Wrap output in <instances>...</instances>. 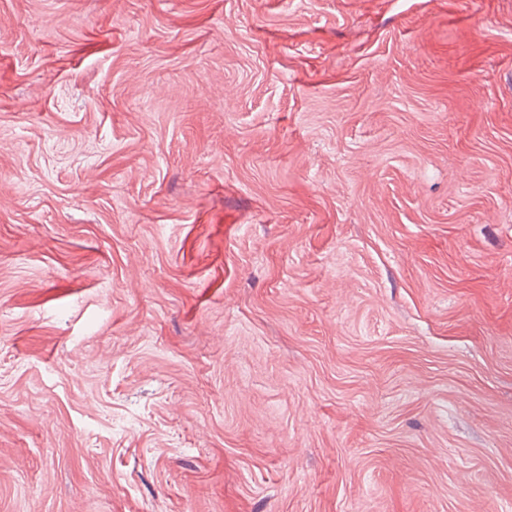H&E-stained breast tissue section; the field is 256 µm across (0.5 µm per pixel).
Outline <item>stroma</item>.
I'll return each instance as SVG.
<instances>
[{"label": "stroma", "mask_w": 512, "mask_h": 512, "mask_svg": "<svg viewBox=\"0 0 512 512\" xmlns=\"http://www.w3.org/2000/svg\"><path fill=\"white\" fill-rule=\"evenodd\" d=\"M0 512H512V0H0Z\"/></svg>", "instance_id": "35a3bbf8"}]
</instances>
